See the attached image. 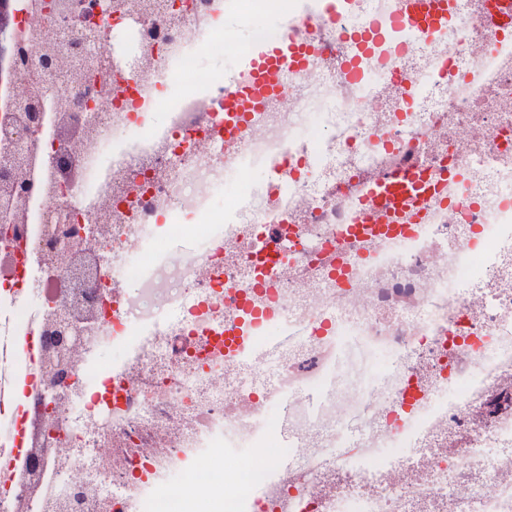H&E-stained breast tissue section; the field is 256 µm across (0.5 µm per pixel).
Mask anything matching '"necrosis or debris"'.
<instances>
[{
  "instance_id": "1",
  "label": "necrosis or debris",
  "mask_w": 512,
  "mask_h": 512,
  "mask_svg": "<svg viewBox=\"0 0 512 512\" xmlns=\"http://www.w3.org/2000/svg\"><path fill=\"white\" fill-rule=\"evenodd\" d=\"M170 1L27 0L0 53V335L37 343L0 345V390L37 376L0 512H512V0H432L444 35L387 59L385 0H249L276 24L239 63L302 53L261 97L199 71L225 0ZM399 172L412 226L355 191ZM68 244L93 339L61 358Z\"/></svg>"
}]
</instances>
